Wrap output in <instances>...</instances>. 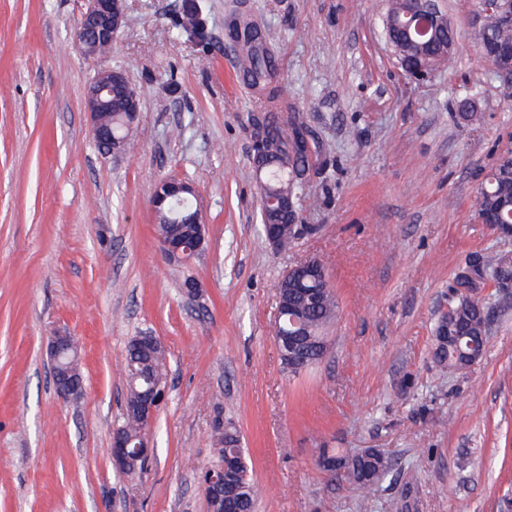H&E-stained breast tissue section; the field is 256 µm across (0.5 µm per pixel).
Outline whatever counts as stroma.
<instances>
[{
    "mask_svg": "<svg viewBox=\"0 0 512 512\" xmlns=\"http://www.w3.org/2000/svg\"><path fill=\"white\" fill-rule=\"evenodd\" d=\"M209 40L180 34L182 0H127L109 55L80 54L84 0H0V512H209L215 419L236 425L256 512H512V310H492L482 359L441 372L434 329L469 255L508 250L476 213L512 140V89L475 48V0H438L453 64L407 75L386 0H198ZM248 12L280 32L284 124L329 149L301 203L315 235L265 239L252 162L263 96L237 78L226 34ZM125 71L140 98L134 150L95 146L85 90ZM475 105L480 120L461 114ZM192 183L203 252L161 250L151 197ZM327 270L338 315L314 369H284L275 286L299 261ZM195 278L198 298L183 284ZM80 345L85 395L55 390L46 345ZM168 351V398L141 474L112 465L132 337ZM384 451L375 491L327 475L322 449Z\"/></svg>",
    "mask_w": 512,
    "mask_h": 512,
    "instance_id": "35a3bbf8",
    "label": "stroma"
}]
</instances>
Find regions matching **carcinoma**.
<instances>
[{
	"label": "carcinoma",
	"instance_id": "obj_1",
	"mask_svg": "<svg viewBox=\"0 0 512 512\" xmlns=\"http://www.w3.org/2000/svg\"><path fill=\"white\" fill-rule=\"evenodd\" d=\"M414 12L410 0H388L384 29L387 41L399 49V57L411 60L419 55L428 57L432 68L436 69L451 62L457 52V35L452 25L440 27L433 38L420 40L412 25ZM175 27L182 29L189 37L204 40L200 20L193 13H184L177 18ZM229 35L243 42L241 64L238 72L248 86L264 93L265 101L261 109L264 120H254L252 137L264 149L262 169L256 172L261 197V222H281L279 248L287 249L296 243V225L286 222L277 206L268 204L270 200L290 198L301 205L305 191V171L311 166L313 154L303 131L296 127L292 132L281 128L276 112L279 111L278 90L272 87L277 64L275 45L278 34L268 26L251 21L235 22L229 28ZM478 47L483 58H488V48L495 42L512 43V31L499 29L490 24L486 34L477 36ZM128 100L126 85L112 86V127L118 136L124 135L122 112ZM478 214L488 212L503 215L512 222V163L502 158L486 176L476 198ZM483 273L479 290L468 295L459 291L461 284L453 282L448 290V314L441 315L434 336L433 358L443 369L465 370L480 360L484 354L488 327L485 313L493 307L502 310L512 309V292L489 294L481 289L503 279L512 278V251H495L482 255ZM322 289L320 299L310 302L307 293ZM288 302L294 311L292 318L285 319L284 327L290 331L303 330L311 338L304 346L303 357L306 364L300 368L291 367L282 360L291 373H299L319 364L316 355L319 342L326 341L325 327L337 316V301L329 287L328 275L322 274L312 279L307 271H302L295 288L288 290ZM149 375L155 380L166 377V350H147L130 343L124 357L126 382V402L122 420L119 423L132 440H137L143 430V423L135 412V406L150 383L144 378ZM212 438L219 448L218 461L224 455L238 449L240 433L233 423L217 421L212 428ZM336 457L345 460L339 475L366 491H373L389 472L390 458L380 450L369 455L338 453ZM259 489L249 476V468L241 469L238 478L236 505L239 512H255Z\"/></svg>",
	"mask_w": 512,
	"mask_h": 512
}]
</instances>
